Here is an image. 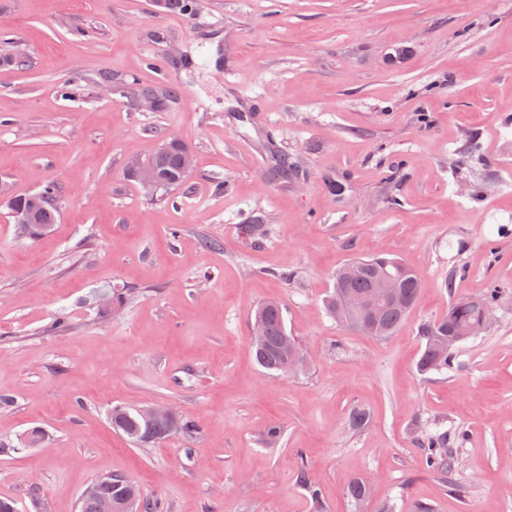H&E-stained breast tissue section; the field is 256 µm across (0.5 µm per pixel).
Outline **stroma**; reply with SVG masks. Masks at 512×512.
I'll use <instances>...</instances> for the list:
<instances>
[{"label":"stroma","mask_w":512,"mask_h":512,"mask_svg":"<svg viewBox=\"0 0 512 512\" xmlns=\"http://www.w3.org/2000/svg\"><path fill=\"white\" fill-rule=\"evenodd\" d=\"M18 49L26 65L0 64V186L57 183L59 222L23 238L0 206V445L46 434L0 452V498L78 512L93 479L124 473L163 512H512V0H0V56ZM133 80L180 94L148 111L107 91ZM169 136L196 159L171 199L129 170ZM376 255L423 276L384 337L325 306L338 267ZM104 284L131 292L116 315L98 311ZM493 287L451 368L419 372L421 325ZM270 299L301 373L252 355ZM116 405L169 407L197 434L130 443ZM443 431L449 478L424 448Z\"/></svg>","instance_id":"stroma-1"}]
</instances>
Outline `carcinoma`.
Returning a JSON list of instances; mask_svg holds the SVG:
<instances>
[{"label": "carcinoma", "instance_id": "obj_1", "mask_svg": "<svg viewBox=\"0 0 512 512\" xmlns=\"http://www.w3.org/2000/svg\"><path fill=\"white\" fill-rule=\"evenodd\" d=\"M197 0H164L163 11L166 13H191L195 11ZM135 95H152L159 98L160 103L178 95V88L173 85L141 86L136 89ZM158 178L162 183V192L167 194L169 189H179L187 183V176L180 168L179 156L171 153L165 157L152 154ZM47 202L35 208L32 212L33 222L39 226L53 227L58 222L59 211L57 207V186L47 184L42 190ZM365 263L375 267L387 265L400 284L408 303L405 305L388 304L372 314H367L355 307L349 313L344 325L354 327L358 319L368 317L376 325L375 336H389L406 320L411 309L418 301L421 286L404 265L394 257L373 256L365 259ZM374 288V277L366 274L358 279L349 281L336 276L333 292L326 300V308L331 316H336V306L344 298L354 302L359 301ZM498 296V290L490 289L481 299L456 301L448 305V317L427 324L422 327L421 334L425 341L424 351L419 361V370L429 372L448 369L453 361V352L447 349L449 333L469 322L475 321L481 309L491 305ZM255 315L263 319L264 338L259 344L252 345L254 357L260 367L270 374L288 373V364L291 358L300 351L297 339L290 334L284 321L283 308L280 303L265 301L255 310ZM112 429L128 441L136 444L148 443L164 438L172 432H180L185 436H192L195 432L193 422L185 417L178 416L169 421L146 423L135 408L114 406L108 413ZM432 468L443 476H451L454 469V457L448 448V435L442 434L427 439ZM100 483V496L112 497V500L121 499L132 478L121 474H109L96 478Z\"/></svg>", "mask_w": 512, "mask_h": 512}]
</instances>
